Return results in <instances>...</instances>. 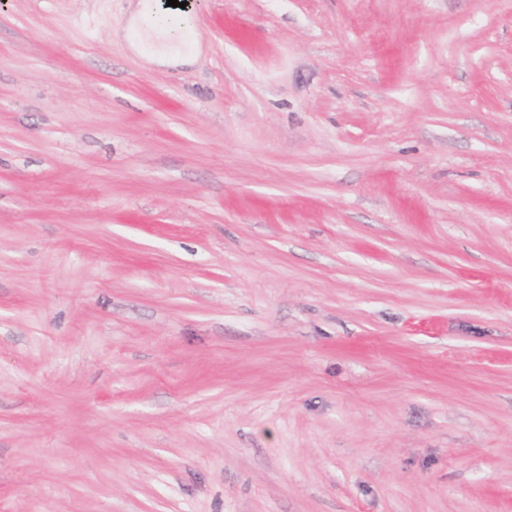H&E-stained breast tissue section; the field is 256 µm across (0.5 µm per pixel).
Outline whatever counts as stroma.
<instances>
[{"instance_id":"1","label":"stroma","mask_w":512,"mask_h":512,"mask_svg":"<svg viewBox=\"0 0 512 512\" xmlns=\"http://www.w3.org/2000/svg\"><path fill=\"white\" fill-rule=\"evenodd\" d=\"M0 0V512H512V0ZM132 12L128 31L135 32L137 38L130 40V46L140 52L144 43L152 46V51L146 60L161 66H184L193 63L197 57L199 46L192 44L189 48H180L171 30L155 22L150 29H144V22L149 13L153 16L156 11L154 1L138 0L131 2Z\"/></svg>"}]
</instances>
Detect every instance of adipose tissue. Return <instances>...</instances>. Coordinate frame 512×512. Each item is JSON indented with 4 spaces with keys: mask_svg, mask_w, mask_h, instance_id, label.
<instances>
[{
    "mask_svg": "<svg viewBox=\"0 0 512 512\" xmlns=\"http://www.w3.org/2000/svg\"><path fill=\"white\" fill-rule=\"evenodd\" d=\"M156 6L153 0H134L132 4L129 31L135 32L136 38L132 40L133 49H141L143 44H150L152 51L148 57L149 63L161 66H184L195 61L199 47L191 45L189 48H180L171 30L162 25L145 27L147 15L155 13Z\"/></svg>",
    "mask_w": 512,
    "mask_h": 512,
    "instance_id": "ef3b65f1",
    "label": "adipose tissue"
}]
</instances>
